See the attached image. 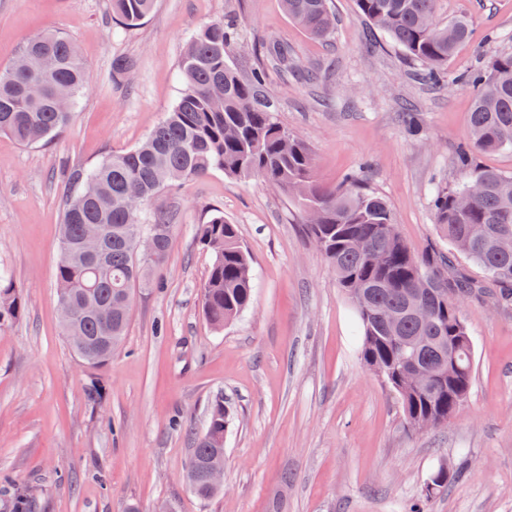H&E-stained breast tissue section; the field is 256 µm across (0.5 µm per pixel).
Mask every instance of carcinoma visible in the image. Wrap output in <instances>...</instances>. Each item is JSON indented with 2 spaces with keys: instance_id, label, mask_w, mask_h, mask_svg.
Returning a JSON list of instances; mask_svg holds the SVG:
<instances>
[{
  "instance_id": "carcinoma-1",
  "label": "carcinoma",
  "mask_w": 512,
  "mask_h": 512,
  "mask_svg": "<svg viewBox=\"0 0 512 512\" xmlns=\"http://www.w3.org/2000/svg\"><path fill=\"white\" fill-rule=\"evenodd\" d=\"M359 16L383 32L432 84L444 81V66L468 40L469 21L436 20L439 0H355ZM156 0H110L120 28L139 25ZM288 17L316 39L329 37L336 17L331 0H283ZM239 32L234 23L213 20L192 34L181 59L182 87L166 119L137 146L107 156L91 168L67 172L69 185L55 269L58 300L88 301L97 310L61 315L65 339L86 345L70 349L96 368L122 346L131 306L124 296L147 288L166 262L176 228L170 212L150 208L152 200L180 181L221 171L257 178L290 195L297 211L315 210L310 236L331 266L339 288L360 322L363 365L396 394L409 427L448 423L472 387L474 347L460 315L458 297H487L497 306L512 302V175L473 164L471 150L512 151V53L494 56L488 71H471L455 81L476 88L470 111L469 145L458 154L461 182L432 191L435 224L453 252L434 251L417 259L398 235L388 202L347 176L334 189L314 179L310 148L276 120L275 102L264 92V67L243 75L233 62ZM39 59L15 61L0 70V134L23 145L62 132L78 98L88 90V68L63 33L46 31L24 47ZM105 236L102 261L91 266L82 255L87 225ZM155 238L156 258L136 249L132 234ZM212 265L202 289V310L220 331L249 307L254 275L236 225L215 211L197 228ZM484 272L474 281L456 273L454 253ZM421 296L425 315L411 311ZM23 310L10 275L0 272V325ZM395 317L386 323L381 315ZM460 371L448 374V352ZM230 414L215 396L205 428L194 439L186 483L201 500L217 494L200 477L224 453ZM435 493L448 487V463L429 476Z\"/></svg>"
}]
</instances>
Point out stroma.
<instances>
[{"instance_id":"35a3bbf8","label":"stroma","mask_w":512,"mask_h":512,"mask_svg":"<svg viewBox=\"0 0 512 512\" xmlns=\"http://www.w3.org/2000/svg\"><path fill=\"white\" fill-rule=\"evenodd\" d=\"M336 31L311 38L281 0H157L143 24L122 30L109 0H0V70L24 43L57 30L77 45L89 89L61 134L32 146L0 135V270L23 313L0 326V505L21 483L32 512H408L440 462L464 469L427 512H512V309L464 299L473 337L470 396L448 424L409 430L390 390L358 355L356 317L292 199L254 179L216 171L160 194L177 213L157 284L134 291L121 350L85 365L61 333L54 288L68 187L65 168H86L138 143L171 111L188 38L206 22L237 21L233 54L250 70L263 46H287L307 84L268 64L278 121L311 149L315 178L338 186L351 172L390 204L416 257L448 249L434 223V183L456 185V151L469 140L475 91L459 73L512 52V0H440L438 18L471 20L449 60L448 80L417 67L384 34L366 41L355 0H332ZM497 42H490L491 33ZM134 70L116 78L112 62ZM415 105L422 138L403 129ZM215 210L236 224L255 269L250 307L214 332L200 294L211 265L195 230ZM100 383L89 401L86 389ZM223 395L224 488L209 501L188 488L192 437Z\"/></svg>"}]
</instances>
